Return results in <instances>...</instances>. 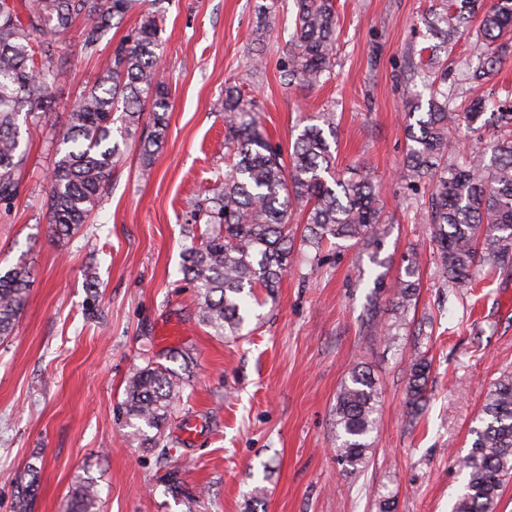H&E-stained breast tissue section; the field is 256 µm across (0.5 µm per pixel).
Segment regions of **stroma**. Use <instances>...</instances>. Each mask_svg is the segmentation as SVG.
Segmentation results:
<instances>
[{
  "mask_svg": "<svg viewBox=\"0 0 512 512\" xmlns=\"http://www.w3.org/2000/svg\"><path fill=\"white\" fill-rule=\"evenodd\" d=\"M256 0H170L162 34L170 88L165 141L150 166L130 143L100 206L72 238L51 237L42 211L56 143L98 75L81 48V23L58 41L66 64L55 105L25 142L21 190L0 210V268L25 263L28 300L0 340V512H60L75 488L100 491L96 512H452L465 484L486 395L512 372V268L442 286L425 221L427 184L400 171L411 58L430 45L429 0H335L336 65L322 87L282 72L293 0L255 34ZM260 106L272 143L289 150L302 117L335 115L338 170L363 167L380 183L385 285L374 288L359 246L324 243L311 269L305 226H289L293 252L274 296L257 291L242 336L202 325L183 251L204 227L189 223L224 171V86ZM422 257L414 310L393 341L374 336L368 313L390 324L402 259ZM97 276L88 290L87 273ZM431 360L429 401L405 405L412 358ZM178 371L181 402L165 423L167 456L132 441L118 418L128 379L147 363ZM380 392L373 451L343 474L333 452L336 395L355 364ZM37 476L20 505L17 475ZM177 474L185 492L167 482Z\"/></svg>",
  "mask_w": 512,
  "mask_h": 512,
  "instance_id": "stroma-1",
  "label": "stroma"
}]
</instances>
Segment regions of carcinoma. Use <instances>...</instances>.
Returning <instances> with one entry per match:
<instances>
[{
    "mask_svg": "<svg viewBox=\"0 0 512 512\" xmlns=\"http://www.w3.org/2000/svg\"><path fill=\"white\" fill-rule=\"evenodd\" d=\"M142 0H0V207L19 195L21 125L52 108V90L64 68L56 37L82 23V49L99 56L95 84L85 90L69 114L68 129L58 139L45 200L52 237L71 236L98 208L112 175V164L128 141L139 139L150 164L167 131L169 87L158 71L162 0H148L139 24L106 55L99 45L112 21H122ZM296 16L284 72L305 87L325 83L336 63L337 16L333 0H294ZM282 0L257 5L254 33L275 22ZM478 26H473L475 18ZM429 34L441 39L430 47L427 62L434 79L429 98L409 92L406 112L407 152L404 177L427 182L431 194L425 219L433 228L436 265L443 283L461 288L473 272L489 264L512 267V104L486 113L477 99L462 111L448 73L436 64L437 52L463 37L476 38L477 64L463 63L461 77L476 83L512 62V0H436L423 19ZM427 111H422V104ZM224 175L210 204L197 205L194 223H203L200 245L187 249L181 272L196 288L202 323L218 336L235 339L250 314L249 299L262 288L274 293L288 268V221L304 213L307 246L320 263L323 243L352 241L367 247L370 264L385 266L380 189L371 177H344L327 135L334 134L331 113L302 127L290 160L259 128L257 104L233 86L224 88ZM476 146L465 153L452 138L459 125ZM394 286L395 321L374 331L391 339L414 305L420 288L421 259H402ZM30 269L18 263L0 270V339L13 334L27 300ZM431 364L424 358L409 366L410 412L426 401ZM181 378L164 365L146 367L127 383L118 415L135 428L133 436L152 448L179 399ZM379 392L367 367L359 364L342 383L335 407L336 462L354 473L363 468L377 426ZM481 426L462 466L467 480L453 512H495L505 479L512 475V373L500 377L483 406ZM97 489L85 484L70 498L66 512H92Z\"/></svg>",
    "mask_w": 512,
    "mask_h": 512,
    "instance_id": "carcinoma-1",
    "label": "carcinoma"
}]
</instances>
